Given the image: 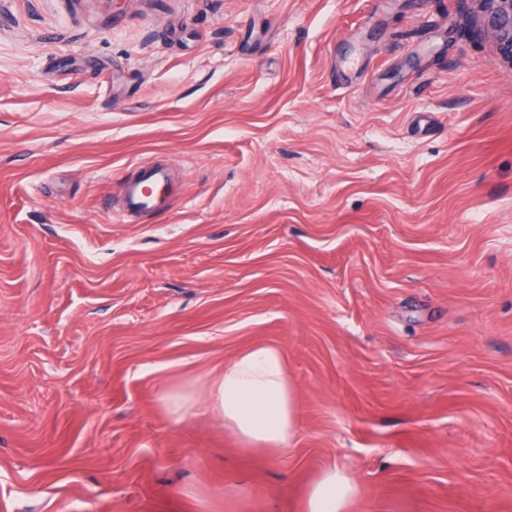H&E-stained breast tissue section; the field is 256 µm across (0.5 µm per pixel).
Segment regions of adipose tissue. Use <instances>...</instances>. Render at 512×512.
<instances>
[{
    "label": "adipose tissue",
    "instance_id": "obj_1",
    "mask_svg": "<svg viewBox=\"0 0 512 512\" xmlns=\"http://www.w3.org/2000/svg\"><path fill=\"white\" fill-rule=\"evenodd\" d=\"M204 397L244 449L274 458L296 435L297 388L281 348L257 344L246 349L226 362L222 372L207 375ZM357 495L355 481L334 467L311 489L305 512H349Z\"/></svg>",
    "mask_w": 512,
    "mask_h": 512
}]
</instances>
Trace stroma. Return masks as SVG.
Returning a JSON list of instances; mask_svg holds the SVG:
<instances>
[{"instance_id": "35a3bbf8", "label": "stroma", "mask_w": 512, "mask_h": 512, "mask_svg": "<svg viewBox=\"0 0 512 512\" xmlns=\"http://www.w3.org/2000/svg\"><path fill=\"white\" fill-rule=\"evenodd\" d=\"M259 343L274 459L159 395ZM334 465L512 512V65L456 0H0V512H303ZM167 174L159 167H142L135 180L126 179L117 196L115 210L128 214H150L165 206Z\"/></svg>"}]
</instances>
